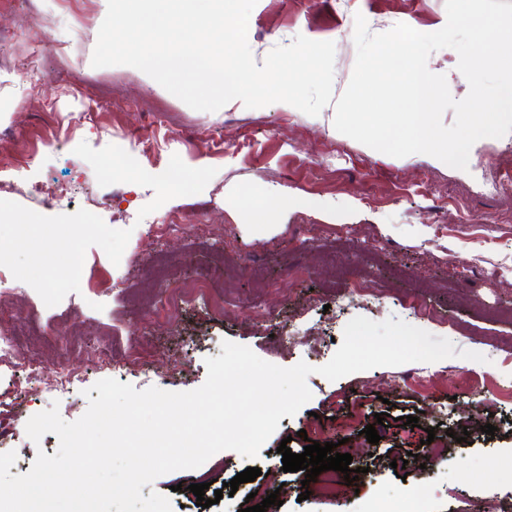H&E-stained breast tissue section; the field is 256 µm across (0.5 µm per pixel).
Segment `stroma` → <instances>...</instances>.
Here are the masks:
<instances>
[{"label":"stroma","instance_id":"35a3bbf8","mask_svg":"<svg viewBox=\"0 0 512 512\" xmlns=\"http://www.w3.org/2000/svg\"><path fill=\"white\" fill-rule=\"evenodd\" d=\"M359 13L373 33L399 23L439 29L447 20L445 0H258L248 26L253 57L264 62L300 34L333 42V93L341 95ZM78 15L95 34L106 11L100 0H0V102L12 108L0 121V205L35 219L24 251L12 247L15 225L0 223V331L21 334L16 358L0 364V396L12 405L0 422V453L16 452L11 474L59 447L52 433L28 438L33 415L55 405L64 420H77L88 408L87 388L112 377L84 355L85 340L121 352L151 335L150 372L132 386L182 392L205 382V360L221 355L223 341L278 366L318 367L335 354L350 319L392 317L454 344L455 357L433 363L440 376L432 384L386 390L382 379L410 372L407 364L334 382L309 375L310 402L280 419L255 459L222 451L197 469L158 477L143 495L168 496L172 512H239L246 497L259 504L274 491L281 502L266 512H512V317L496 314L512 306V196L491 188L497 154H512V133L478 140L461 171L414 154L395 158L339 133L331 104L315 117L279 103L197 111L136 68H96L91 53L74 54ZM38 45V72L15 73L14 60ZM134 154L150 181L132 185L118 172L103 179L105 161ZM35 183L44 187L37 197L28 192ZM272 187L320 198L336 216L281 207L279 231L256 238L248 202ZM60 192L69 204L55 203ZM176 215L187 227L161 235ZM199 219L224 233L227 311L214 317L196 300L178 324L157 326L152 299L166 283L143 252L155 247L179 258L189 280L208 273L214 244L194 232ZM247 265L265 283L237 287ZM354 278L381 283V297L349 298ZM417 287L440 320L406 310L404 296ZM271 296L276 307L254 321L249 306ZM61 340L83 381L57 400L26 382L25 363L55 368ZM463 350L484 362L460 358ZM381 412L393 422L378 427L369 458L352 460L361 471L354 483L338 472L329 490L321 479L305 483L304 472H283L282 440L296 454L309 440L354 444ZM408 415L418 427L403 425ZM486 424L494 434L482 433ZM403 456L404 479L391 466ZM251 466L260 476L209 508L189 490L204 482L221 489Z\"/></svg>","mask_w":512,"mask_h":512}]
</instances>
